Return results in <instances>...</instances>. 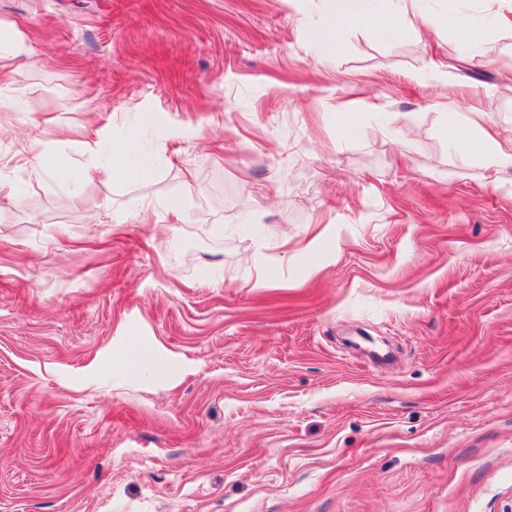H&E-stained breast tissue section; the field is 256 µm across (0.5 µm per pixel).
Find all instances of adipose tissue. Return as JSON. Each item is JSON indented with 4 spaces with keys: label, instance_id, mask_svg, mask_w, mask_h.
Here are the masks:
<instances>
[{
    "label": "adipose tissue",
    "instance_id": "1",
    "mask_svg": "<svg viewBox=\"0 0 512 512\" xmlns=\"http://www.w3.org/2000/svg\"><path fill=\"white\" fill-rule=\"evenodd\" d=\"M329 20L318 40L327 53L340 50L336 40L337 27L366 23L381 36L395 39L400 18H416L420 29L432 26L429 15L419 12V0H385L382 8H374L371 0H327ZM512 30V0H493L486 8L480 25L461 29L462 43L477 48L485 33ZM448 143L461 156L479 160L484 166L512 168V121H498L488 112H460L448 126Z\"/></svg>",
    "mask_w": 512,
    "mask_h": 512
}]
</instances>
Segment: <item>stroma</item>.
I'll use <instances>...</instances> for the list:
<instances>
[{
    "instance_id": "35a3bbf8",
    "label": "stroma",
    "mask_w": 512,
    "mask_h": 512,
    "mask_svg": "<svg viewBox=\"0 0 512 512\" xmlns=\"http://www.w3.org/2000/svg\"><path fill=\"white\" fill-rule=\"evenodd\" d=\"M421 6L329 55L324 0H0V125L150 167L0 137V512H512V195L445 135L452 89L512 119V33ZM2 50L15 60L26 59L31 54V46L21 32H7L0 24V55ZM139 147V137L136 131H129L123 142L112 152L107 160L106 167L112 171V177L131 181L141 180L149 175L148 171L136 166L132 157ZM27 154V163L31 175L36 178L50 176L65 178L69 174L58 165L51 151L49 142L38 135H28L22 138Z\"/></svg>"
}]
</instances>
